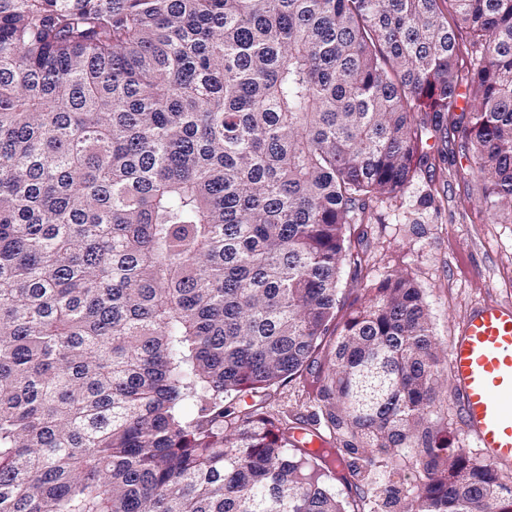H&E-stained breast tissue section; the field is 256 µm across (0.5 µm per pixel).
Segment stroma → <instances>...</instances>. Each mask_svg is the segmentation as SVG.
<instances>
[{
  "mask_svg": "<svg viewBox=\"0 0 512 512\" xmlns=\"http://www.w3.org/2000/svg\"><path fill=\"white\" fill-rule=\"evenodd\" d=\"M361 245L366 275L341 279L344 312L361 308L368 289L392 273L410 277L428 307L434 351L448 363L450 345L460 321L474 306L512 303V215L491 216L483 201V183L463 157L456 132L448 134V155L432 157L404 192L371 204ZM312 371L279 386L267 403L271 418L326 432L327 421L318 389L307 387ZM448 445L470 456L484 454L466 435L453 378H446L437 403Z\"/></svg>",
  "mask_w": 512,
  "mask_h": 512,
  "instance_id": "obj_1",
  "label": "stroma"
}]
</instances>
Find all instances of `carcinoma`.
Instances as JSON below:
<instances>
[{"instance_id":"carcinoma-1","label":"carcinoma","mask_w":512,"mask_h":512,"mask_svg":"<svg viewBox=\"0 0 512 512\" xmlns=\"http://www.w3.org/2000/svg\"><path fill=\"white\" fill-rule=\"evenodd\" d=\"M450 112L512 211V0H0V512H367L335 484L404 450L383 507L512 512L441 437L412 280L336 324ZM316 361L317 449L224 405Z\"/></svg>"}]
</instances>
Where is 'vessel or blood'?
Listing matches in <instances>:
<instances>
[{
	"mask_svg": "<svg viewBox=\"0 0 512 512\" xmlns=\"http://www.w3.org/2000/svg\"><path fill=\"white\" fill-rule=\"evenodd\" d=\"M450 370L476 447L511 469V304L488 303L467 313L452 342Z\"/></svg>",
	"mask_w": 512,
	"mask_h": 512,
	"instance_id": "b4317fda",
	"label": "vessel or blood"
}]
</instances>
